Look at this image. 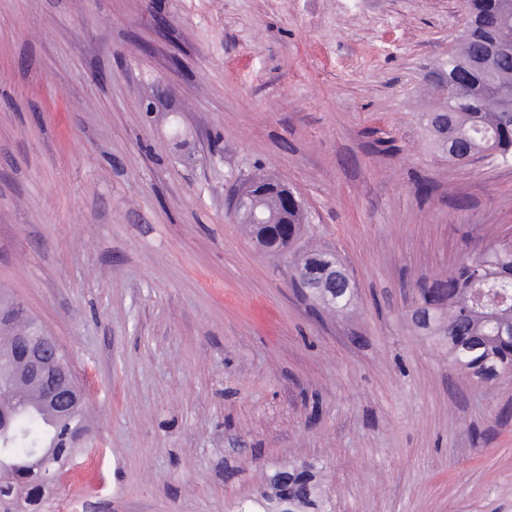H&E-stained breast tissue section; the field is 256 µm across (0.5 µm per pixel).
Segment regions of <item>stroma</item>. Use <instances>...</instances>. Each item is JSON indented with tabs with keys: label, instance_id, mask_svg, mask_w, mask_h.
<instances>
[{
	"label": "stroma",
	"instance_id": "stroma-1",
	"mask_svg": "<svg viewBox=\"0 0 512 512\" xmlns=\"http://www.w3.org/2000/svg\"><path fill=\"white\" fill-rule=\"evenodd\" d=\"M462 0H0V298L71 356L83 512H233L311 461L332 512H512V372L479 383L407 311L512 239V165L420 115ZM288 184L335 251L316 310L228 213ZM337 274L345 280L348 288L336 289V294L333 297L335 300L334 305L324 310L330 313L342 314L348 312L352 308L355 300V289L353 288L349 277L341 268L338 269ZM349 288H353V291Z\"/></svg>",
	"mask_w": 512,
	"mask_h": 512
}]
</instances>
